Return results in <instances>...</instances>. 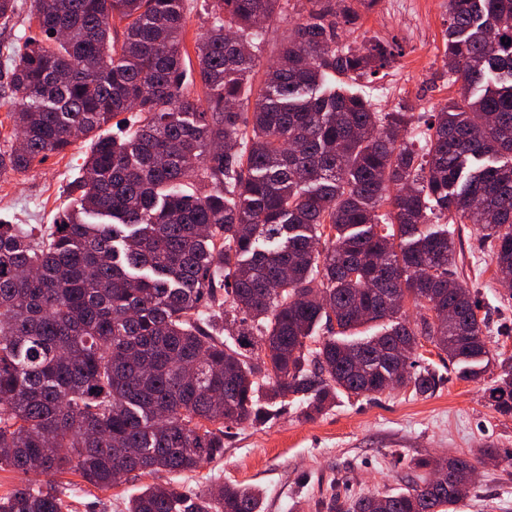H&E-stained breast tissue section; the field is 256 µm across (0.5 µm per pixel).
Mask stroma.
<instances>
[{"label": "stroma", "instance_id": "1", "mask_svg": "<svg viewBox=\"0 0 512 512\" xmlns=\"http://www.w3.org/2000/svg\"><path fill=\"white\" fill-rule=\"evenodd\" d=\"M31 2L19 0L18 16L0 25V87L22 42ZM354 8L358 19L340 28L341 43L358 46L377 39L402 50L390 67L353 83L375 111L407 103L430 112L459 98L463 83L449 74L444 58L448 0H377L371 6L356 0ZM89 148L79 141L27 172L0 176V222L53 224L71 204V184ZM455 243L454 270L477 292L488 318L491 364L481 377L460 378L433 344H424L423 360L440 377L432 395L409 389L372 397L342 395L311 419L292 404L266 425L226 430L223 458L170 475V482L189 492L216 483L253 486L264 493L265 512H328L334 494L353 499L402 490L418 458L466 455L478 474L456 512H512V417L495 410L485 393L501 361L512 356V290L498 281L490 249L473 225L456 229ZM489 446L498 449V460L483 458L481 451ZM64 480L69 512H121L123 499L142 486L129 480L101 491L71 474Z\"/></svg>", "mask_w": 512, "mask_h": 512}]
</instances>
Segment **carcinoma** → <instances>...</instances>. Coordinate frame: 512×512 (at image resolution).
I'll list each match as a JSON object with an SVG mask.
<instances>
[{
	"label": "carcinoma",
	"mask_w": 512,
	"mask_h": 512,
	"mask_svg": "<svg viewBox=\"0 0 512 512\" xmlns=\"http://www.w3.org/2000/svg\"><path fill=\"white\" fill-rule=\"evenodd\" d=\"M185 2L33 0L38 33L7 85L23 146L0 150V172L79 139L90 152L55 224H0V470L20 476L0 512H66L63 473L108 490L118 474L194 472L224 456V430L290 403L311 419L402 378L431 395L421 336L464 379L489 365L448 223L474 224L512 280V0H448V72L465 92L431 114L420 148L405 136L413 107L376 112L341 85L395 57L339 41L352 0H304L258 81L263 24L291 0H212L195 74ZM122 112L124 129L103 133ZM434 293L450 310L438 324L393 304L427 309ZM500 369L489 398L512 416V357ZM472 465L420 458L404 490L329 509L453 512L470 487L427 474ZM125 512L263 510L253 488L165 482Z\"/></svg>",
	"instance_id": "carcinoma-1"
}]
</instances>
